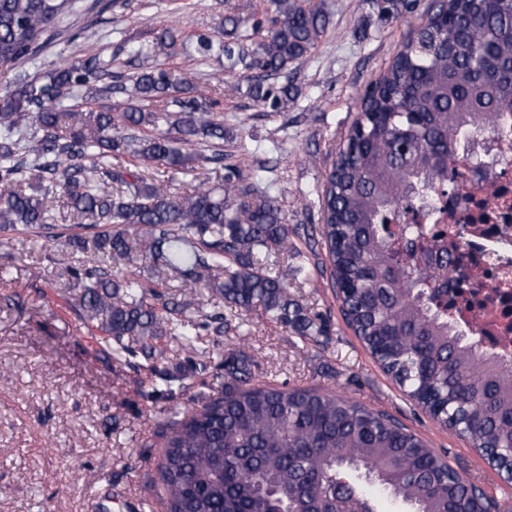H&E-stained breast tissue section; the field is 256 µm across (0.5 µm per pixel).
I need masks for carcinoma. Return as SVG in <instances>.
<instances>
[{
  "label": "carcinoma",
  "mask_w": 512,
  "mask_h": 512,
  "mask_svg": "<svg viewBox=\"0 0 512 512\" xmlns=\"http://www.w3.org/2000/svg\"><path fill=\"white\" fill-rule=\"evenodd\" d=\"M383 16L413 12L416 0H365ZM76 0H0V61L27 60ZM269 27L259 35L252 66L277 75L311 54L331 12L324 0H269ZM430 23L407 39L381 78L364 91L367 110L352 123L332 157L319 203L323 246L345 319L381 369L440 425L468 438L505 480H512V367L471 336L453 330L441 271L417 246L420 225L389 230L419 204L447 194L458 177L452 164L467 136L502 130L512 115V2L453 0L428 6ZM249 38L239 20L224 18L218 38L201 34L206 56H224L232 70ZM176 45L164 29L147 57ZM95 55L66 61L50 75L18 81L0 95V230L39 236L50 228L46 198L57 191L98 229L67 243L97 255L69 266L74 309L102 335L112 356H140L141 366L168 392L189 389L202 336L224 333L221 312L188 315L187 304L133 276L112 274L127 257L129 224L145 226L137 243L142 261L162 258L184 294L213 288L228 309L258 307L303 339L322 333L268 263L274 254H304L277 198H254L258 174L245 175L224 153V119L217 99L194 95L185 76L162 64L130 84H107ZM84 87L97 96L127 97L121 112L79 110L66 101ZM253 98L277 111L292 88L251 85ZM167 97V110L144 102ZM175 131L146 134L161 128ZM208 143L211 153L192 150ZM130 159L140 173L121 165ZM195 162L222 169L224 186L205 182L188 193L147 172H172ZM132 336L146 340L139 350ZM166 337L178 357L152 340ZM221 394L185 406L158 425L163 448L154 486L166 512H482L483 498L417 435L390 416L317 388L253 384L256 363L242 350L224 353Z\"/></svg>",
  "instance_id": "1"
}]
</instances>
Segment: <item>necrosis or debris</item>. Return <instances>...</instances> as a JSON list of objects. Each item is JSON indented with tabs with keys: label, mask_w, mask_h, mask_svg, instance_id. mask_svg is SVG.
Instances as JSON below:
<instances>
[{
	"label": "necrosis or debris",
	"mask_w": 512,
	"mask_h": 512,
	"mask_svg": "<svg viewBox=\"0 0 512 512\" xmlns=\"http://www.w3.org/2000/svg\"><path fill=\"white\" fill-rule=\"evenodd\" d=\"M462 184L428 237L448 249V318L512 364V128L464 144Z\"/></svg>",
	"instance_id": "4bbe7bcc"
}]
</instances>
